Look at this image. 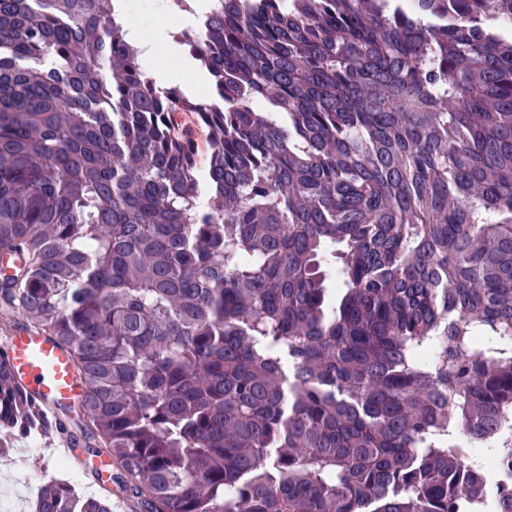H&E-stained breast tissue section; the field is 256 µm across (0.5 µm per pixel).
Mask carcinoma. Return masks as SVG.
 Wrapping results in <instances>:
<instances>
[{
    "instance_id": "1",
    "label": "carcinoma",
    "mask_w": 512,
    "mask_h": 512,
    "mask_svg": "<svg viewBox=\"0 0 512 512\" xmlns=\"http://www.w3.org/2000/svg\"><path fill=\"white\" fill-rule=\"evenodd\" d=\"M117 2L0 0V304L70 355L106 492L512 512V0H223L194 101ZM46 416L0 353V430Z\"/></svg>"
}]
</instances>
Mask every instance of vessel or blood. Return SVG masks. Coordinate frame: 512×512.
I'll return each mask as SVG.
<instances>
[{"label":"vessel or blood","instance_id":"1","mask_svg":"<svg viewBox=\"0 0 512 512\" xmlns=\"http://www.w3.org/2000/svg\"><path fill=\"white\" fill-rule=\"evenodd\" d=\"M16 377L51 414L84 395L67 354L44 337L12 328L0 344Z\"/></svg>","mask_w":512,"mask_h":512}]
</instances>
